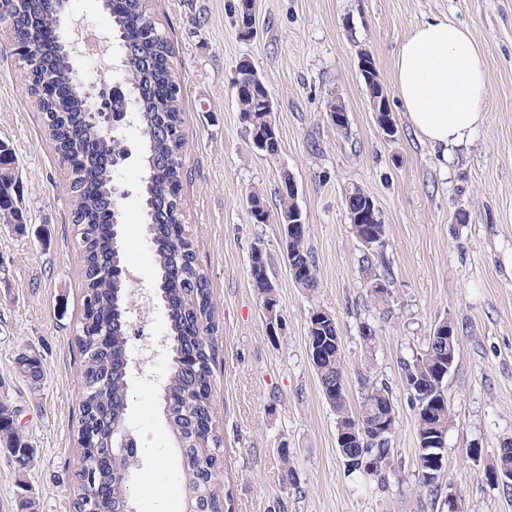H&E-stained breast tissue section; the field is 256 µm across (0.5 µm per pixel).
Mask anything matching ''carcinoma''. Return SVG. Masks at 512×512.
<instances>
[{
  "label": "carcinoma",
  "instance_id": "1",
  "mask_svg": "<svg viewBox=\"0 0 512 512\" xmlns=\"http://www.w3.org/2000/svg\"><path fill=\"white\" fill-rule=\"evenodd\" d=\"M112 32L120 42L119 56L123 77L137 100L136 125L140 136V160L145 177L142 199L145 224L151 238L155 262L157 299L167 311L166 342L172 358L166 380L161 388V408L177 450L184 474L185 512H228L227 500L221 489V437L205 428H213L211 402L213 365L217 353L218 325L214 321L215 303L206 275L196 262L194 241L186 230L179 229L180 207L177 186L183 178L182 154L186 133L180 118V87L176 82L171 47L164 32L156 27L143 10V0H112ZM10 23L21 36L36 24L51 40L38 44L30 59L39 61L27 66V94L42 112L45 128L62 160L75 151L76 140L91 141L96 154L91 157L96 178L94 190L84 187L82 174L74 170L69 192L72 199V222L78 227L81 247V278L84 286L83 316L77 343L83 356L82 379L85 397L81 403L77 440L90 428L97 430L101 452L117 451L120 435L115 430L125 425L130 396L127 368L128 353L125 339L127 325L125 280L113 266L122 257L121 238L111 245L101 234L105 219L121 221L120 200L113 192L118 169L114 161L127 153L120 137L103 135L88 116V100L84 86L71 82L60 97L43 98L40 82L35 76L46 69L65 73L70 60L56 36L53 18L38 10L36 0H0V23ZM243 88L236 93L241 119L254 142L266 145L265 157L271 159L281 150L274 113L264 104L266 84H250L242 70ZM369 95L375 97L383 90L376 63H371L368 76L363 78ZM288 174H283L279 190L280 203L270 211L262 197H249L250 212L258 224L275 223L278 217L292 214L298 208L295 196L288 190ZM371 197L358 185L346 190L344 203L356 239L363 237L364 225L355 223V216ZM0 220L21 225L13 203L11 188L0 181ZM289 269L291 275L303 265L315 267L308 246L307 233L292 241ZM250 272L254 286L264 294V304L277 305L262 249L252 252ZM307 339L311 347L321 352L315 368L322 393L336 419V429L361 424L372 418L374 407L392 401L389 387L384 383L366 382L358 406L351 405L345 384L346 367L342 353V338L335 315L318 308L310 316ZM34 350L23 349L16 358V369L28 380L31 388H41L45 369L41 357L28 356ZM442 347L428 339L423 352L404 364V385L411 408L422 410L428 405L433 412L429 421H415L416 438L448 434L450 409L444 380L437 379L436 370L442 361ZM11 449L15 458L23 460L18 467L24 475L33 451L17 427V410L0 401V444ZM345 468L350 475H375L387 465L390 447L378 438H359L358 442L340 449ZM491 471L512 473V440H504ZM100 471L96 458L79 452L71 473L73 512H129L133 493L121 479L109 484L105 494L98 490ZM420 493L428 500L442 504L448 493L440 481H428L419 475Z\"/></svg>",
  "mask_w": 512,
  "mask_h": 512
}]
</instances>
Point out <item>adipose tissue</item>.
<instances>
[{
    "label": "adipose tissue",
    "instance_id": "1",
    "mask_svg": "<svg viewBox=\"0 0 512 512\" xmlns=\"http://www.w3.org/2000/svg\"><path fill=\"white\" fill-rule=\"evenodd\" d=\"M394 83L409 122L431 147L467 143L486 119L483 51L466 26L438 17L418 24L398 50Z\"/></svg>",
    "mask_w": 512,
    "mask_h": 512
}]
</instances>
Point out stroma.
I'll list each match as a JSON object with an SVG mask.
<instances>
[{
	"mask_svg": "<svg viewBox=\"0 0 512 512\" xmlns=\"http://www.w3.org/2000/svg\"><path fill=\"white\" fill-rule=\"evenodd\" d=\"M256 33L239 36L238 0H144L168 37L181 87L187 135L182 155L181 220L207 276L219 325L212 402L223 439L224 491L232 512H432L420 505L415 417L403 361L434 324L451 319L460 350L446 379L452 422L445 474L462 512H512V499L484 477L512 438V0H255ZM445 17L466 25L487 70V116L467 144L441 152L415 136L393 85L397 50L420 22ZM377 64L397 133L379 129L359 75L358 57ZM265 80L281 136L278 157L252 150L232 83L241 64ZM341 100L347 131L329 120ZM0 140L12 148L26 224H0V401L18 410L35 450L26 477L0 446V512H72L71 471L78 458L83 314L80 250L71 222L70 167L61 161L43 115L28 96L24 65L0 26ZM297 184L318 287L291 279L284 227L258 224L247 196L279 204L282 175ZM131 158L121 178L128 289L154 286V257ZM358 185L385 226L383 258L362 262L343 194ZM261 248L275 287L281 326L271 329L254 288L249 257ZM389 271L391 299L374 303L366 284ZM335 314L348 396L358 403L364 378L389 386L398 411L391 469L384 478L347 475L308 352L315 307ZM377 342L365 350L362 325ZM45 365L40 391L20 377L22 349ZM159 385L132 383L128 422L143 440L130 471L136 512H184L180 468L160 407ZM478 445L480 458L470 456ZM295 467L282 485L281 453Z\"/></svg>",
	"mask_w": 512,
	"mask_h": 512,
	"instance_id": "stroma-1",
	"label": "stroma"
}]
</instances>
